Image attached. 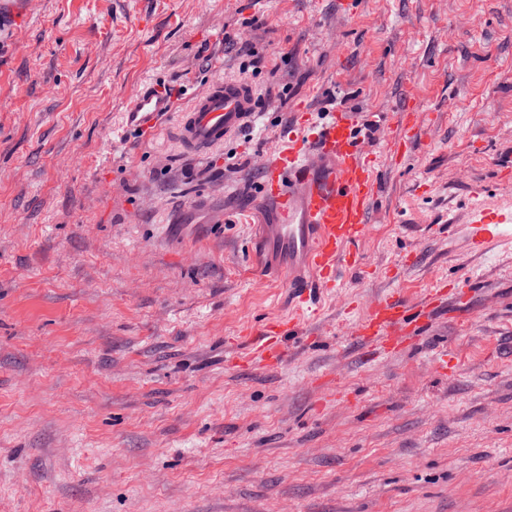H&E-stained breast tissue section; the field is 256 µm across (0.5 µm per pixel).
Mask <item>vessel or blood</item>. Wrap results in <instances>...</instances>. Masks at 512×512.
Returning a JSON list of instances; mask_svg holds the SVG:
<instances>
[{"label": "vessel or blood", "instance_id": "1", "mask_svg": "<svg viewBox=\"0 0 512 512\" xmlns=\"http://www.w3.org/2000/svg\"><path fill=\"white\" fill-rule=\"evenodd\" d=\"M256 112L254 93L243 83H211L180 111L170 89L149 82L135 91L124 112L123 130L149 133L173 117L183 146L203 152L223 142ZM401 122L402 134L393 144L403 156L408 142L417 137L420 120L406 106ZM377 182V160L360 142L351 112L330 113L311 137L289 132L261 166L257 194L275 212L266 243L282 259L281 276L298 298L299 315L311 313L321 291L336 285L341 267L360 266L361 259L350 246L368 230ZM470 224L471 242L476 251H483L502 227L512 228V208L474 207ZM420 317V311L401 298L386 297L358 322L356 334L370 350H390L402 343L405 329ZM295 325L292 319L266 325L240 354V362L259 356L276 362L280 357L273 348L276 337L288 335Z\"/></svg>", "mask_w": 512, "mask_h": 512}]
</instances>
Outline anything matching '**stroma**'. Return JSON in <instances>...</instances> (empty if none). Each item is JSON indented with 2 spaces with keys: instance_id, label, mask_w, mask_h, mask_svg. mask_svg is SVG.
Listing matches in <instances>:
<instances>
[{
  "instance_id": "stroma-1",
  "label": "stroma",
  "mask_w": 512,
  "mask_h": 512,
  "mask_svg": "<svg viewBox=\"0 0 512 512\" xmlns=\"http://www.w3.org/2000/svg\"><path fill=\"white\" fill-rule=\"evenodd\" d=\"M0 14V512H512V0H30ZM274 68L251 67V56ZM250 124L186 151L175 119L121 133L143 83L178 108L216 80ZM427 115L407 159L373 144L379 193L278 369L236 363L295 316L258 276L259 168L332 98ZM366 361L357 322L419 308ZM471 242L477 252L484 250L485 244L494 237H500L504 226L512 228V208L490 211L480 205L475 206L470 215Z\"/></svg>"
}]
</instances>
